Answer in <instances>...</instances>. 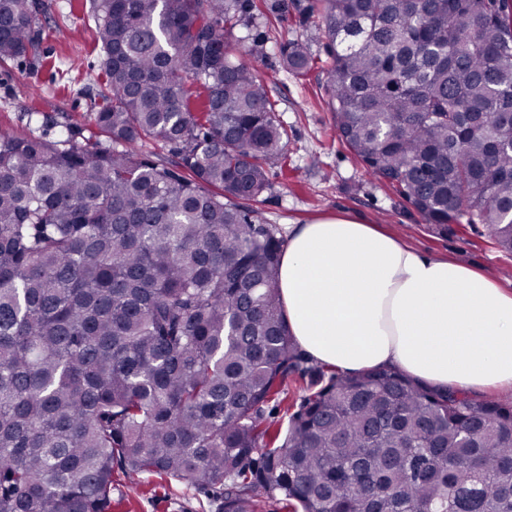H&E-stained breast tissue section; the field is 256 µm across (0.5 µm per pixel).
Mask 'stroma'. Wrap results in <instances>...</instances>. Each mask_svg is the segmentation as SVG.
Listing matches in <instances>:
<instances>
[{"label":"stroma","instance_id":"1","mask_svg":"<svg viewBox=\"0 0 512 512\" xmlns=\"http://www.w3.org/2000/svg\"><path fill=\"white\" fill-rule=\"evenodd\" d=\"M42 35L35 52L0 65V131L26 135L31 128L55 137L71 127L78 142L99 139L93 114L105 81L90 0H40ZM268 10L254 0L249 15L226 31L229 41L252 49L260 79L288 128V158L268 170L270 188L252 208L266 223L289 225L343 215L379 229L430 255L463 262L512 287V255L488 238L456 224H429L396 192L370 175L336 133L327 105V59L311 44L317 66L298 79L280 65L279 41L305 33L300 11L307 0H281ZM112 512H224L210 488L160 475L115 473Z\"/></svg>","mask_w":512,"mask_h":512}]
</instances>
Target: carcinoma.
Masks as SVG:
<instances>
[{"label": "carcinoma", "instance_id": "1", "mask_svg": "<svg viewBox=\"0 0 512 512\" xmlns=\"http://www.w3.org/2000/svg\"><path fill=\"white\" fill-rule=\"evenodd\" d=\"M251 7L91 0L105 140L0 132V512H111L116 469L224 512H512V403L328 372L290 333L284 239L247 206L288 129L225 36ZM38 12L0 0L1 64L35 51ZM305 21L346 147L427 223L511 255L512 0H311ZM279 53L315 65L306 39ZM140 152L151 161L181 170L177 164L178 158L172 154L167 147L154 141L147 140L143 142V145L140 147Z\"/></svg>", "mask_w": 512, "mask_h": 512}]
</instances>
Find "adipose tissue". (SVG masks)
<instances>
[{"instance_id": "obj_1", "label": "adipose tissue", "mask_w": 512, "mask_h": 512, "mask_svg": "<svg viewBox=\"0 0 512 512\" xmlns=\"http://www.w3.org/2000/svg\"><path fill=\"white\" fill-rule=\"evenodd\" d=\"M280 288L316 362L393 366L441 389H512V289L459 261L339 216L289 225Z\"/></svg>"}]
</instances>
